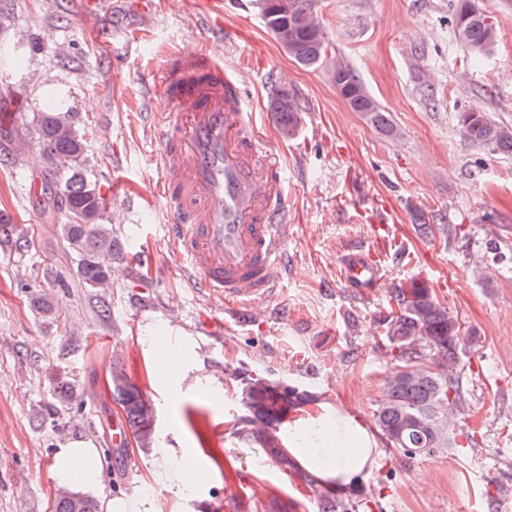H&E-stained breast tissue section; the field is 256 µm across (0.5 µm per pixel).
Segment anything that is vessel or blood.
<instances>
[{
  "instance_id": "vessel-or-blood-1",
  "label": "vessel or blood",
  "mask_w": 512,
  "mask_h": 512,
  "mask_svg": "<svg viewBox=\"0 0 512 512\" xmlns=\"http://www.w3.org/2000/svg\"><path fill=\"white\" fill-rule=\"evenodd\" d=\"M162 83V109L151 119L167 239L195 295L221 299L235 323L251 322L288 265L287 189L262 134L266 120L247 111L234 72L200 52L168 56ZM340 276L377 291V251L344 254Z\"/></svg>"
}]
</instances>
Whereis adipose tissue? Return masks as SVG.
Segmentation results:
<instances>
[{
    "label": "adipose tissue",
    "instance_id": "ef3b65f1",
    "mask_svg": "<svg viewBox=\"0 0 512 512\" xmlns=\"http://www.w3.org/2000/svg\"><path fill=\"white\" fill-rule=\"evenodd\" d=\"M289 453L298 464L321 481L347 489L368 475L380 453L368 426L352 415L317 416L288 428ZM104 455L90 443L74 440L53 455L50 477L56 487L75 493L103 492ZM156 481L183 490L188 481L203 483L207 472L194 454L164 458L155 472Z\"/></svg>",
    "mask_w": 512,
    "mask_h": 512
}]
</instances>
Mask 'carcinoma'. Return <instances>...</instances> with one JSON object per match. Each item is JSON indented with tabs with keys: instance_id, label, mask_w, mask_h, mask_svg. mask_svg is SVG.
<instances>
[{
	"instance_id": "obj_1",
	"label": "carcinoma",
	"mask_w": 512,
	"mask_h": 512,
	"mask_svg": "<svg viewBox=\"0 0 512 512\" xmlns=\"http://www.w3.org/2000/svg\"><path fill=\"white\" fill-rule=\"evenodd\" d=\"M266 28L282 41L288 40V56L306 68L327 66L336 90L349 108L385 135L394 127L386 110L366 91L353 71L332 56L326 33L314 12V0H261ZM454 32L473 62L489 54L498 39L499 22L484 11L477 0H457ZM280 133L295 136L301 106L294 96L280 89L271 101ZM32 124L44 155L54 165L50 172H63L58 179L57 208L64 217L63 240L76 260V274L85 288L97 290L108 283L112 266L128 262L129 253L112 236V227L102 223L105 201L80 158L86 142L72 112H34ZM463 135L472 143L504 154H512V127L492 120L487 113L471 109L458 115ZM25 230L9 217L0 215V247H22ZM397 311L385 321L386 353L394 372L376 409V424L388 447L414 458L455 446L450 436L451 416L460 411L461 398L454 378L456 347L462 339L457 317L436 298L425 284L413 280L392 289ZM33 307L49 318L54 298L38 292ZM112 396L120 405L130 431L140 448L155 441L151 405L127 378L112 365ZM313 396L296 386L277 391L257 381L241 393L248 410L245 426L251 428L253 444L270 455L283 472L295 468V461L282 448L278 423L285 407L305 404ZM55 512H99L98 502L74 497L60 490Z\"/></svg>"
}]
</instances>
